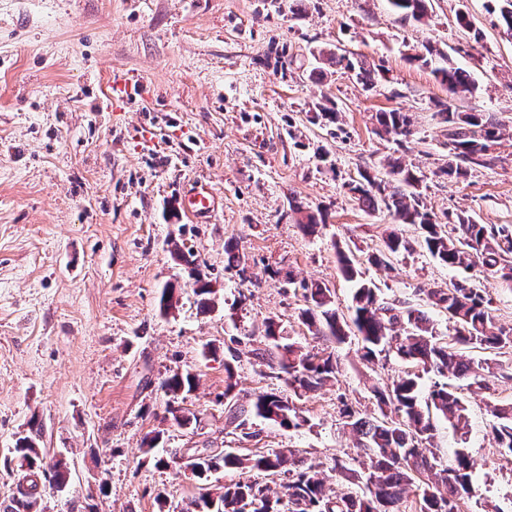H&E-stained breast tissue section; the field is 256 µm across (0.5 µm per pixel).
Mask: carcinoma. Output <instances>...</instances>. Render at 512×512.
Masks as SVG:
<instances>
[{
  "label": "carcinoma",
  "mask_w": 512,
  "mask_h": 512,
  "mask_svg": "<svg viewBox=\"0 0 512 512\" xmlns=\"http://www.w3.org/2000/svg\"><path fill=\"white\" fill-rule=\"evenodd\" d=\"M402 20L420 22L428 17L429 0H389ZM498 2V19L504 34L512 36V0ZM410 60L430 69L435 81L446 89L448 100L434 103L435 114L447 128L448 165L444 175L466 179L475 167L492 168L500 162L494 146L504 135L505 124L494 112L462 109L458 101L473 95L477 86L470 73L455 67L448 57L431 45H424ZM332 65L354 73L365 90L373 89L381 71L366 60L344 53L330 55ZM378 131L390 135L398 148L414 134L412 115L399 108L375 113ZM388 179H379L369 171L346 184L351 198L367 213L385 210L394 223L411 225L420 231L424 247L439 263L464 273L446 288L425 290L426 303L448 314L456 334L445 338L425 311L408 302L390 303L378 294V288L363 279L350 255L337 250L339 269L354 292L348 314L339 313L331 289L319 283L298 282L285 277L290 287H300L306 308L300 312L301 323L316 337L338 345L349 336L358 338L363 357L369 361L391 356L407 362L406 371L383 389H374L378 408L391 407V414L368 416L348 406L341 411L344 426L356 436V447L368 459L363 471L336 461V473L350 483H361L366 491H350L331 497L326 492L327 474L320 465L287 454L282 450L259 454L234 451L218 454L187 451L195 456L197 472L192 478L202 481L208 473L224 468L249 473L246 478L224 484L216 491L204 489L187 512H459V501L473 492V479L467 449L458 448L453 459L445 462L437 454L436 418L447 421L448 428L465 437L469 433L468 408L444 378L467 380L468 387L487 388V375L493 367L462 354L461 348L512 349V328L498 325L480 287L482 280L512 282V225L481 224L465 211L445 214L440 219L425 207L418 191L420 179L399 156L387 160ZM289 210L300 215L298 224L311 234L324 222L319 211L288 201ZM408 240L399 231L390 232L384 248L369 257L374 265H390L389 257L407 252ZM228 262L237 268L242 280L249 279L246 256L229 244L224 247ZM175 259L189 269L201 296L200 307L213 306V290L204 281L197 257L176 249ZM261 346L253 354L270 370V376L284 379L288 394L265 392L252 403L256 417L284 428H298L305 423L296 400L337 380L339 358L336 352L307 350L293 340L280 321L269 318L260 336ZM224 399L228 419L239 422L245 414L234 401V371L224 365ZM432 374L428 389H423V375ZM197 378L189 371L175 373L161 381L168 397L166 411L178 426H187L196 416L178 406L180 396L191 391ZM492 432L501 451L512 457V403L488 408ZM43 425L37 419L29 423V434L17 440L14 460L23 475L16 483L17 496L4 512H33L37 482L34 476H51L53 486H66L64 464L46 466V456L38 442ZM282 475L287 479L281 496L269 494V488L257 479L260 474Z\"/></svg>",
  "instance_id": "cac0c4a2"
}]
</instances>
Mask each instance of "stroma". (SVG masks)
<instances>
[{
	"mask_svg": "<svg viewBox=\"0 0 512 512\" xmlns=\"http://www.w3.org/2000/svg\"><path fill=\"white\" fill-rule=\"evenodd\" d=\"M495 0H431L425 21H403L387 0H0V510L17 476L9 461L31 417L41 420L48 457L66 462L69 484L40 481L36 512H186L198 483L168 465L188 448L240 453L292 450L329 469L332 494L348 482L336 461L356 456L342 406L376 412L372 389L407 371L390 358L370 363L351 340L338 347L334 385L299 402L297 429L248 416L250 439L225 411L224 364L232 362L237 403L287 392L251 357L263 322L281 320L304 346L323 348L299 315L301 291L281 272L335 292L339 311L352 285L336 249L350 248L364 279L387 301L420 303L422 289L457 280L418 231L403 227L410 251L390 268L368 257L382 249L392 220L368 214L345 185L366 169L385 177L393 139L374 132L372 114L403 108L415 127L404 160L435 214L468 211L483 224H512V137L501 162L457 182L434 99L445 90L410 54L430 44L478 84L473 106L512 121V38L497 22ZM466 13L472 27L458 26ZM366 56L386 72L376 91L337 72L318 80L322 50ZM140 94L112 96L117 78ZM337 103L339 126L316 112ZM211 184L219 204L201 221L186 217L183 191ZM321 210L326 222L305 234L289 199ZM192 251L215 306L201 311L172 243ZM236 244L251 278L228 267ZM180 298L163 313L167 285ZM190 371L197 385L180 405L196 423L164 418L161 381ZM466 395V442L441 427L443 458L466 446L474 498L462 512L491 506L512 512V461L491 435L490 403L512 401V380L492 376ZM160 437L152 453L142 441Z\"/></svg>",
	"mask_w": 512,
	"mask_h": 512,
	"instance_id": "35a3bbf8",
	"label": "stroma"
}]
</instances>
